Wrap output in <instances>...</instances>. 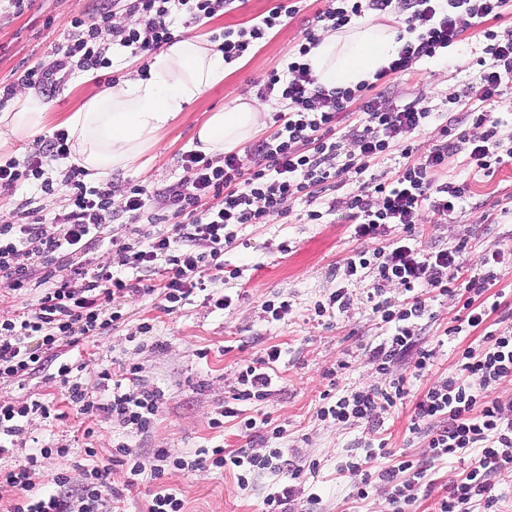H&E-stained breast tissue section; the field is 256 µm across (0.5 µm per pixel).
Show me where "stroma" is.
<instances>
[{"instance_id":"35a3bbf8","label":"stroma","mask_w":512,"mask_h":512,"mask_svg":"<svg viewBox=\"0 0 512 512\" xmlns=\"http://www.w3.org/2000/svg\"><path fill=\"white\" fill-rule=\"evenodd\" d=\"M275 0H244L241 7L217 12L197 26L175 22L173 31L182 36H212L224 28L249 26L253 17L267 11ZM325 0H300L299 11L287 19L264 42L236 65L226 70L222 82L214 85L159 134L157 145L134 165L113 171L110 181L115 192H122L130 182L151 190L174 183L182 174L181 156L194 148L197 131L212 112L232 108L238 99L254 97L255 84L271 71L282 70L289 50ZM100 0H31L24 12H16L9 0H0V85L15 81L26 68L52 59L65 45L72 30V17L97 11ZM487 44L480 29L469 28L462 41L449 50L447 59L420 63L414 75L396 79L380 90L382 104L403 106L424 100L437 112L418 135L421 149L438 144L443 125L454 124L453 100L468 85L477 83L479 71L466 68L467 59L482 54ZM107 67L98 69L92 80L71 73L63 85L47 96L49 117L44 130L52 136L63 115L73 111L111 83L144 73L146 61L125 48H111L105 53ZM466 150H458L448 160L445 181L468 183L469 191L458 211L444 224L425 223L416 230L422 249L434 251L466 243L464 276L482 271L481 258L503 241L512 239V160L487 175H473L467 166ZM25 197L35 198L47 216L63 213L68 204V189L55 184L52 192H42L39 182L21 185L16 191L0 189V219L14 221V208ZM321 210L320 220L306 217L309 207ZM308 205L299 199L289 206L286 216L266 224L239 226L237 240L224 251V261L239 272L237 278L215 284L214 293L234 297L230 309H218L194 297L183 302L175 313L159 309L153 298L127 297L117 300L122 318L113 329L98 339L90 350L67 352L66 360L78 366L77 378L94 398L107 401L112 390L100 379L97 367L105 365L118 371L121 361L133 359L141 368V380L159 389V412L148 433L131 436L119 421L101 416L94 422L92 436H84L86 426L75 414L63 419L29 416L25 429L16 439L12 453L0 455V467L7 468L31 448L52 447L42 457L34 480L39 491H50L45 478L57 471H67L80 479L92 464L110 467V482L120 492V512H147L155 492L166 490L184 502L183 512H264L263 500L270 488L294 483L299 494L294 512H391L379 479L363 484L361 474L347 472L351 455L367 446L384 445L387 455L377 467L395 464L404 457L429 455L424 433L410 429L416 399L433 383L431 378L411 382V393L402 405L383 416L377 425L366 422L339 424L318 415L325 390L344 397L372 385L408 375V359L390 364L386 374L376 372L370 351L388 340L389 325L372 313L368 298L372 273L348 283L350 305L346 313L329 317L314 314L316 304L327 302L336 290V269L346 258L360 252H373L379 243L356 238L345 206L327 210L324 200ZM173 219L162 198H154L147 213L138 218L119 212L109 225L108 234L132 235L167 231ZM288 299L290 309L281 320L268 321L262 305L269 300ZM460 298L437 297L428 313L418 322L419 346L435 350L436 374L454 369L463 350L481 351L486 346L483 330L452 333L458 317L463 316ZM276 346L282 355L275 365L277 393L267 399L246 404L247 414H262L273 425L284 427L283 438L269 439L272 448L284 449L298 478L285 474H265L249 487L238 484L235 472L205 468L199 470L167 469L160 480L141 475L137 485L128 486L127 469L113 462L117 444H125L129 458L151 464L154 449L165 448L175 456L196 455L223 447L228 450L254 447L253 437L243 432L237 422L224 420L213 427L225 399L237 385L240 365L263 349ZM346 369H338V361ZM337 371L335 383H328V371ZM0 397L38 400L64 409V391L49 372L31 376L18 385L0 386ZM65 455H57L58 447ZM95 449L88 457L87 449ZM476 453L435 463L430 482L417 492L411 512H435L447 488L459 481L476 464ZM366 487V498H357L358 487Z\"/></svg>"}]
</instances>
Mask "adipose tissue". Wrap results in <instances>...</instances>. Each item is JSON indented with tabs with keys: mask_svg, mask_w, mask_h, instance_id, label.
<instances>
[{
	"mask_svg": "<svg viewBox=\"0 0 512 512\" xmlns=\"http://www.w3.org/2000/svg\"><path fill=\"white\" fill-rule=\"evenodd\" d=\"M399 44L388 27L357 22L347 32L322 38L308 63L324 85L356 84L387 65ZM224 55L198 36L177 38L150 65L144 78L116 83L85 101L62 121L71 144L69 164L101 178L134 164L153 148L161 130L209 88L224 79ZM48 105L19 93L0 113V137L25 141L43 131ZM263 109L239 101L212 113L197 133L198 149L220 155L247 141L262 122Z\"/></svg>",
	"mask_w": 512,
	"mask_h": 512,
	"instance_id": "ef3b65f1",
	"label": "adipose tissue"
}]
</instances>
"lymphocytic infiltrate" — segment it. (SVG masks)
<instances>
[{
    "instance_id": "lymphocytic-infiltrate-1",
    "label": "lymphocytic infiltrate",
    "mask_w": 512,
    "mask_h": 512,
    "mask_svg": "<svg viewBox=\"0 0 512 512\" xmlns=\"http://www.w3.org/2000/svg\"><path fill=\"white\" fill-rule=\"evenodd\" d=\"M236 0H123L127 25L111 22L110 4L88 16L73 17L72 39L46 64L27 68L16 84L0 89V99L9 100L17 87L44 93L56 89L72 68L96 70L105 62L102 32H109L113 44L130 49L132 55L148 57L174 41L171 27L177 16L190 22L213 17L218 11L235 7ZM507 0H328L312 20L288 55L283 71L270 73L257 84L259 100L277 97L287 108L274 113V131L248 150L225 153L222 161L190 150L184 152L182 175L160 190L172 216L177 217L170 234H150L131 239L104 238L103 230L112 222V193L107 186H90L84 172L75 167L60 170L58 178L46 177L45 167L68 158L70 145L66 132L58 131L49 140L37 142L23 159L0 165V188L14 190L30 179L48 190L54 180L70 189L69 206L62 214L46 219L32 199L19 204L23 220L0 224V280L12 291L31 298L27 311L0 316V384L25 381L47 367H55L68 402L87 417L107 414L116 417L132 434L148 432L159 410L161 393L140 383V367L127 363L123 377L128 389L114 387L107 402L94 399L72 377L73 367L63 356L67 349L104 335L120 320L114 311L116 300L131 296H154L161 309L174 313L193 296L226 309L229 296L214 297L210 287L224 277H238V270H225L224 249L232 245L241 224H266L287 215L292 201L326 191L329 181L341 174L363 173L374 160L384 159L392 149L403 158L389 178H371L366 196H354L345 206L353 220L354 234L364 239H385L386 244L372 255L357 254L338 267L341 285L331 293L327 306L318 307L317 316L343 313L348 309V282L361 278L364 270L374 275L372 311L391 324L389 341L375 346L370 361L377 373H386L390 363L407 352H415L412 374L431 376L435 352L417 347L416 329L429 307L430 293L460 296L467 311L469 328L483 327L499 307L487 302L485 292L495 279L494 269L512 264V246L485 253L481 259L484 276L463 278L464 246L427 252L414 244L415 229L426 214L438 221L451 218L462 202L467 184L442 181L448 159L458 144H466L473 171L490 172L492 165L512 158V134L501 133V120L491 110L505 80L512 78V30L497 33L487 22L500 19ZM298 11L294 0H278L250 26L225 30L221 50L225 64H233ZM396 11L404 14L406 32L400 35L396 56L376 71L372 80L332 88L314 77L307 57L320 41L319 30H340L366 12ZM485 26L488 41L478 83L469 85L456 103L464 110L469 130L452 133L443 129L444 141L426 151L413 145L436 114L423 102L403 107L381 106L372 92L392 77L411 74L425 58H444L459 43L465 29ZM350 112L347 131L337 128V118ZM351 141L353 151L342 153V141ZM141 184L129 185L122 209L140 217L150 207L153 196ZM109 242L112 249L126 255L132 269L146 268L157 277V284L142 285L139 278L112 271L107 264L88 266L82 258L95 246ZM69 262L66 278H58L61 262ZM402 288L401 299L388 298L389 284ZM481 354L463 351L454 375L433 382L417 400L414 418L430 424L428 446L432 459L446 460L476 448V467L453 484L439 503V512H469L473 499L483 500L490 512L498 499L493 495L490 477L512 466V408H504L494 397L497 385L512 380V325L489 331ZM278 347L267 348L264 356L246 363L239 373V387L221 412L222 417L238 420L242 430L261 438L265 433L280 435V428L268 418L244 416L241 405L266 399L275 383L274 365L280 359ZM478 376V386L467 379ZM408 394L407 381L398 378L387 387L373 386L320 408L319 414L339 423L375 421L379 414L396 407ZM50 416V405L38 401L0 400V455L7 453V439L22 433L30 414ZM155 463L145 467L138 460L129 464L130 477L151 470L162 478L167 467L239 468L240 483H249L257 474L280 471L284 453L279 448H255L227 452L212 449L209 457L190 459L174 456L159 448ZM37 454L25 455L18 463L0 468V494L11 498L8 512H112L115 493L108 481L107 467L86 470L76 480L64 472L55 474L52 492H37L33 476ZM426 462L403 460L382 469L378 478L393 512H407L416 500L415 489L427 475Z\"/></svg>"
}]
</instances>
